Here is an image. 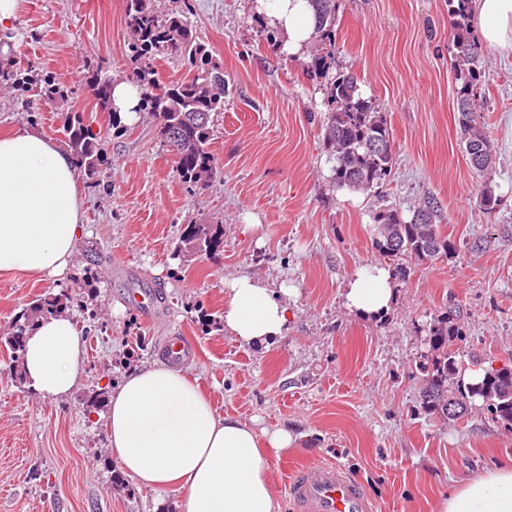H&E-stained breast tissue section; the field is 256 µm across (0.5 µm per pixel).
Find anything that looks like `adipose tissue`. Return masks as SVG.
<instances>
[{"mask_svg":"<svg viewBox=\"0 0 512 512\" xmlns=\"http://www.w3.org/2000/svg\"><path fill=\"white\" fill-rule=\"evenodd\" d=\"M479 35L512 53V0H473ZM257 15L300 53L314 29L309 0H255ZM80 172L72 154L44 133L20 129L0 137V271L33 276L65 272L84 236ZM392 270L358 271L344 291L346 306L365 316L386 313ZM287 306L263 282L242 275L224 283V329L246 345L288 331ZM84 339L72 315L41 320L27 336L24 373L42 398L60 399L77 385ZM112 455L141 488L179 495V512H280L269 459L295 444L281 428L257 434L219 416L184 370L161 362L128 372L109 393L105 414ZM438 512H512V466L462 480Z\"/></svg>","mask_w":512,"mask_h":512,"instance_id":"adipose-tissue-1","label":"adipose tissue"}]
</instances>
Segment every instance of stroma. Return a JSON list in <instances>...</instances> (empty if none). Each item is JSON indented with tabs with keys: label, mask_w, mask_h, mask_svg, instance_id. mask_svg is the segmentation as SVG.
I'll return each mask as SVG.
<instances>
[{
	"label": "stroma",
	"mask_w": 512,
	"mask_h": 512,
	"mask_svg": "<svg viewBox=\"0 0 512 512\" xmlns=\"http://www.w3.org/2000/svg\"><path fill=\"white\" fill-rule=\"evenodd\" d=\"M152 5L163 15L188 9L224 69V109L210 124L217 173L206 188L181 182L152 118L112 129L86 86L95 67L115 79L132 69L125 0H21L15 43L0 57L22 76L0 83V134L30 127L61 144L62 114L81 112L106 150L98 184H80L86 236L69 269L42 280L0 273V512H177L175 492L121 478L103 419L86 409L93 391L163 361L169 336L190 345L183 369L218 413L297 436L270 459L282 512H293L286 480L302 464L345 466L378 512H437L457 479L512 465V431L478 404L459 420L424 413L418 368L441 318L463 334L461 364L512 365V54L483 49L477 91L493 163L479 173L457 123L448 0H336L335 67L357 77L394 141L382 187L353 191L331 181L324 79L308 75L309 52L266 41L253 0ZM43 78L62 101L39 99ZM488 189L501 200L492 214L480 206ZM429 197L455 252L403 258L390 310L351 313L348 278L399 264L374 246L376 213L407 220ZM190 224L222 225L221 245L178 251ZM240 275L283 291L285 336L248 346L225 333L224 283ZM139 290L162 296L157 319L133 302ZM72 292L82 300L69 312L85 339L83 369L67 397L46 400L17 379L3 341L31 302Z\"/></svg>",
	"instance_id": "1"
}]
</instances>
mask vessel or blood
Wrapping results in <instances>:
<instances>
[{
  "label": "vessel or blood",
  "instance_id": "b4317fda",
  "mask_svg": "<svg viewBox=\"0 0 512 512\" xmlns=\"http://www.w3.org/2000/svg\"><path fill=\"white\" fill-rule=\"evenodd\" d=\"M294 512H376L365 486L337 464H313L296 470L287 485Z\"/></svg>",
  "mask_w": 512,
  "mask_h": 512
}]
</instances>
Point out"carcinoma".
<instances>
[{
    "instance_id": "1",
    "label": "carcinoma",
    "mask_w": 512,
    "mask_h": 512,
    "mask_svg": "<svg viewBox=\"0 0 512 512\" xmlns=\"http://www.w3.org/2000/svg\"><path fill=\"white\" fill-rule=\"evenodd\" d=\"M457 2L451 9L455 31L458 125L470 165L482 172L491 164V144L480 121V103L475 87L480 78L479 62L482 45L468 28L470 0ZM316 25L313 41L318 49L307 65L314 75L327 78L328 112L322 120L323 141L333 162L331 180L338 188L370 191L384 184L389 175L394 153L380 154L370 149L376 139L392 140L387 121L371 99L362 96L357 79L351 73L333 71L336 47V0H310ZM124 25L128 33L130 60L135 64L128 80L140 91V111L155 122L158 135L168 144L180 139L192 144L186 152L174 154L176 172L189 186L208 182L216 173V159L209 148L211 114L224 110L226 83L224 69L213 62L191 33L188 19L181 13L162 17L150 0H126ZM174 55L183 59L188 76L164 82L154 62L160 56ZM112 78L95 70L87 84L100 111L109 115L112 127L120 128L122 116L110 106ZM64 133L78 168L89 183L96 182L103 162L104 143L82 112H68ZM441 213L438 206L426 201L405 221L393 209L377 213L375 247L384 257L410 256L418 260L448 257L453 246L439 231ZM223 225L190 224L180 237L181 252L213 251L222 243ZM76 300L59 295L34 300L23 323L6 339L12 349L14 363L23 366L25 338L35 320L51 315L64 304ZM459 329L443 319L429 329L430 358L422 366L424 385L421 390L423 408L431 415L458 420L468 412V404L482 400L492 418L512 429V366L486 369L478 383H465L459 376L461 367L453 341Z\"/></svg>"
}]
</instances>
